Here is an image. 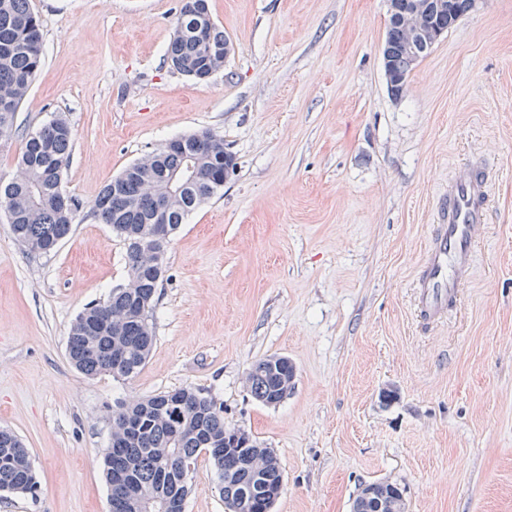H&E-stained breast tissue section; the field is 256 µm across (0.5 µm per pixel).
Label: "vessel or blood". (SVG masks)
<instances>
[{"instance_id": "1", "label": "vessel or blood", "mask_w": 512, "mask_h": 512, "mask_svg": "<svg viewBox=\"0 0 512 512\" xmlns=\"http://www.w3.org/2000/svg\"><path fill=\"white\" fill-rule=\"evenodd\" d=\"M491 207L487 167L472 160L459 163L439 200L438 221L415 279L425 321H439L471 280L474 252Z\"/></svg>"}]
</instances>
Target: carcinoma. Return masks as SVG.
<instances>
[{
  "instance_id": "1",
  "label": "carcinoma",
  "mask_w": 512,
  "mask_h": 512,
  "mask_svg": "<svg viewBox=\"0 0 512 512\" xmlns=\"http://www.w3.org/2000/svg\"><path fill=\"white\" fill-rule=\"evenodd\" d=\"M417 0L426 10V22L450 26L449 17L472 10V0ZM407 0H390L385 51L393 75L392 96L402 95L407 79L425 55L406 49V29L401 23ZM41 22L30 0H0V144L17 133L15 116L43 62ZM224 28L211 19L209 0H181L175 33L166 51L172 69L203 81L224 67ZM204 148L196 135L183 146L129 166L104 186L94 213L112 227L126 246L128 285L112 290L103 301L84 308L71 325L67 354L81 374L108 373L114 379L134 377L144 367L155 342L149 310L163 277L149 266V249L158 223L175 232L185 217L224 189V168L231 162L224 153V139L202 132ZM72 145V129L55 117L25 135V145L9 179L0 177V212L21 245L32 249L61 241L75 222L80 203L62 201L63 178ZM192 163L194 177L187 176ZM165 200L162 216L156 214L157 197ZM295 370L287 357L271 355L253 363L246 383L254 399L272 406L293 386ZM136 420L138 434L129 435L126 422ZM13 459L0 466V492L33 495L39 488L28 448L12 432L0 430V457ZM212 464V479L229 512H268L269 493L283 489L278 458L261 447L251 434L236 436L224 425V408L211 396L192 387H181L146 398L133 399L112 412V431L101 459L109 489L110 512H139L138 503L125 489L133 476L152 493L162 468L169 469L167 491L174 512H182L187 482L177 468L180 461L198 465L200 457ZM384 502L405 512L401 490L376 483Z\"/></svg>"
}]
</instances>
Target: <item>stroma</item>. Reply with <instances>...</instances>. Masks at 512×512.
Instances as JSON below:
<instances>
[{
	"mask_svg": "<svg viewBox=\"0 0 512 512\" xmlns=\"http://www.w3.org/2000/svg\"><path fill=\"white\" fill-rule=\"evenodd\" d=\"M31 4L44 61L0 174L23 133L62 115L63 188L81 209L46 254L0 216V428L40 483L0 495V512H110L98 451L113 409L185 386L275 452L272 512H351L372 481L400 488L406 512H512V0H478L399 98L381 54L390 0H210L231 52L204 82L165 59L180 0ZM205 130L237 171L167 247L153 350L132 379L84 378L70 327L128 281L95 201L146 154ZM464 159L489 167L494 208L460 305L427 327L414 279ZM272 354L293 362L294 387L266 406L246 375ZM210 470L199 459L185 512H228Z\"/></svg>",
	"mask_w": 512,
	"mask_h": 512,
	"instance_id": "35a3bbf8",
	"label": "stroma"
}]
</instances>
